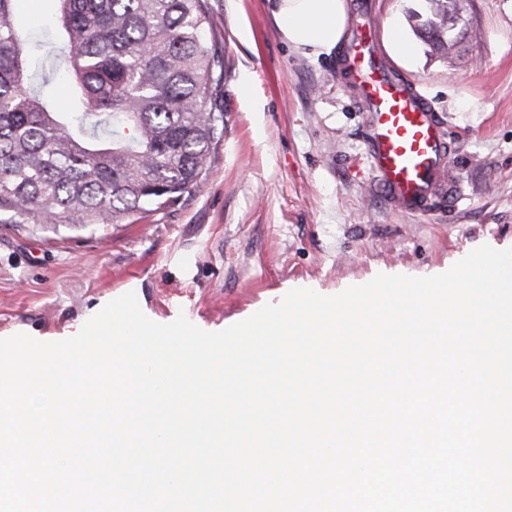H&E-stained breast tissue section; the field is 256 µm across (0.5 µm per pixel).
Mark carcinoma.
Returning <instances> with one entry per match:
<instances>
[{"label": "carcinoma", "mask_w": 512, "mask_h": 512, "mask_svg": "<svg viewBox=\"0 0 512 512\" xmlns=\"http://www.w3.org/2000/svg\"><path fill=\"white\" fill-rule=\"evenodd\" d=\"M15 0H0V215L118 224L200 192L224 137V50L209 0H57L70 110L34 90ZM421 34L457 44L454 0Z\"/></svg>", "instance_id": "cac0c4a2"}]
</instances>
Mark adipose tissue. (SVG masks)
Instances as JSON below:
<instances>
[{"instance_id": "ef3b65f1", "label": "adipose tissue", "mask_w": 512, "mask_h": 512, "mask_svg": "<svg viewBox=\"0 0 512 512\" xmlns=\"http://www.w3.org/2000/svg\"><path fill=\"white\" fill-rule=\"evenodd\" d=\"M282 40L317 61L336 53L346 30L347 0H268Z\"/></svg>"}]
</instances>
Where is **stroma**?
Here are the masks:
<instances>
[{
	"mask_svg": "<svg viewBox=\"0 0 512 512\" xmlns=\"http://www.w3.org/2000/svg\"><path fill=\"white\" fill-rule=\"evenodd\" d=\"M394 74L418 83L451 133L453 204L392 210L376 185L368 118L339 57L318 62L281 39L266 0H210L224 44V138L204 189L121 224L0 223V339L73 337L132 291L158 323L207 331L288 291L333 295L376 274L431 276L472 249L512 247V0H464V44L417 31L424 0H376ZM55 0H16L32 69H63L44 36ZM400 28L412 56L389 40Z\"/></svg>",
	"mask_w": 512,
	"mask_h": 512,
	"instance_id": "obj_1",
	"label": "stroma"
}]
</instances>
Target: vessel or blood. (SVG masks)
<instances>
[{"label":"vessel or blood","mask_w":512,"mask_h":512,"mask_svg":"<svg viewBox=\"0 0 512 512\" xmlns=\"http://www.w3.org/2000/svg\"><path fill=\"white\" fill-rule=\"evenodd\" d=\"M347 71L370 114L366 149L392 208L420 213L451 189L447 157L451 135L426 94L395 77L378 46L366 0H355Z\"/></svg>","instance_id":"vessel-or-blood-1"}]
</instances>
